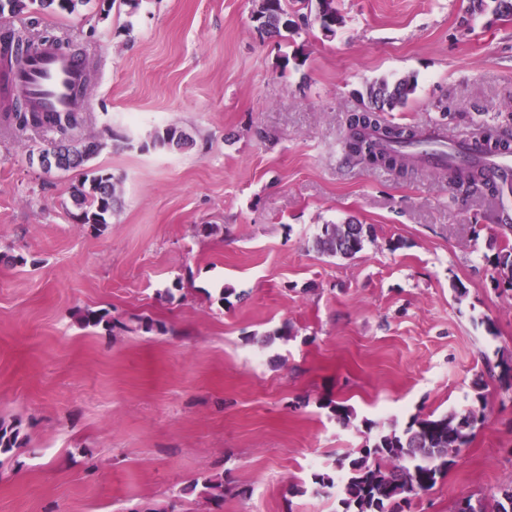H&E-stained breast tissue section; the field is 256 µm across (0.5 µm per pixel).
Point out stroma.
Here are the masks:
<instances>
[{
    "instance_id": "obj_1",
    "label": "stroma",
    "mask_w": 512,
    "mask_h": 512,
    "mask_svg": "<svg viewBox=\"0 0 512 512\" xmlns=\"http://www.w3.org/2000/svg\"><path fill=\"white\" fill-rule=\"evenodd\" d=\"M343 23L260 35L251 0H91L80 14L0 18L87 59L75 140L119 180L105 231L75 223L78 173L29 154L54 139L0 122V419L27 447L0 456V512H337L312 475L374 424L464 410L485 420L409 512H454L512 482V290L495 287V198L348 159L368 83L414 76L389 123L458 141L512 137V17L459 26L469 0H335ZM173 125L185 151L149 147ZM371 227L352 259L312 240ZM170 298H161V291ZM108 312L111 329L80 310ZM157 330L142 329V320ZM353 408L341 425L328 405ZM223 474L249 488L184 494ZM198 488V494L203 496L206 500L214 502L218 506L224 501V476L222 474L204 477L201 482L195 479L185 488V491L193 493L197 491Z\"/></svg>"
}]
</instances>
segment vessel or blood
Instances as JSON below:
<instances>
[{
	"instance_id": "b4317fda",
	"label": "vessel or blood",
	"mask_w": 512,
	"mask_h": 512,
	"mask_svg": "<svg viewBox=\"0 0 512 512\" xmlns=\"http://www.w3.org/2000/svg\"><path fill=\"white\" fill-rule=\"evenodd\" d=\"M80 78L75 58L43 45L32 51L17 81L41 111L64 112L71 107V88Z\"/></svg>"
}]
</instances>
